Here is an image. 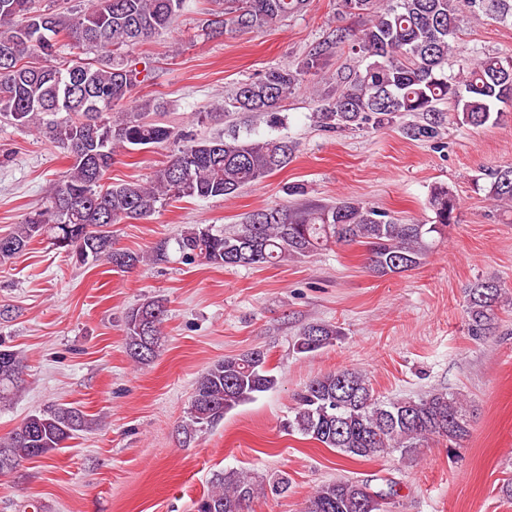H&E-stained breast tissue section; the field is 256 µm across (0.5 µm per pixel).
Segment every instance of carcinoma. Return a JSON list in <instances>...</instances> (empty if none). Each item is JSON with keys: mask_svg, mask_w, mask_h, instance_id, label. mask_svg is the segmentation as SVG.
<instances>
[{"mask_svg": "<svg viewBox=\"0 0 512 512\" xmlns=\"http://www.w3.org/2000/svg\"><path fill=\"white\" fill-rule=\"evenodd\" d=\"M307 0H222L207 27L246 32L272 27L300 13ZM184 0H91L81 15L65 13L57 0H0V122L32 128L49 138L69 159V168L50 181L42 205L13 229L0 235V262L47 238L81 265L106 262L128 272L150 260L170 259V252L192 264L224 268L276 265L311 257L333 245L365 247L366 267L379 277L420 267L433 248L434 235L456 222L457 198L447 186L434 185L429 204L434 223L403 224L387 212L357 200L309 205L292 212L267 208L230 229L194 224L158 243L150 256L124 250L112 242V225L145 220L167 200L236 195L286 167L297 145L285 138L253 139L231 134L223 139L187 138L148 119L156 104L148 99L138 112L114 114L140 84L131 60L135 50L172 26ZM354 15H366L359 33L336 34L366 61L363 70L336 74L332 90L314 113L322 128H382L397 114L421 120L401 127L407 138L436 143L443 128L441 104H448L462 124L479 128L508 117L498 104L512 106V55L484 54L448 74L462 13L481 11L512 21V0H342ZM97 52L94 58L91 52ZM315 52L296 69L271 68L239 84L231 106L262 112L271 127L283 124L281 103L305 75L320 69ZM171 140L182 145L144 181L108 183L106 175L128 150L149 149ZM483 191L500 207L512 205V165L483 170ZM504 300L493 278L465 289L468 335L481 340L495 330ZM165 307L146 300L124 318L128 357L147 365L162 348L147 351L149 337L164 340ZM338 328L309 323L294 348L313 353L333 344ZM24 358L0 344V405L22 390ZM278 384L260 349L225 357L197 379L184 441L224 420L236 407ZM78 403L51 405L24 418L0 441V456L21 463L48 458L64 443L93 428ZM288 429L336 453L364 460L391 451L406 454L421 442L443 438L459 445L470 436L466 410L458 397L444 392L382 400L368 377L343 368L316 377L295 397ZM264 486L230 471L218 474L196 512H243ZM392 488L338 479L319 486L304 512H383L380 500Z\"/></svg>", "mask_w": 512, "mask_h": 512, "instance_id": "obj_1", "label": "carcinoma"}]
</instances>
